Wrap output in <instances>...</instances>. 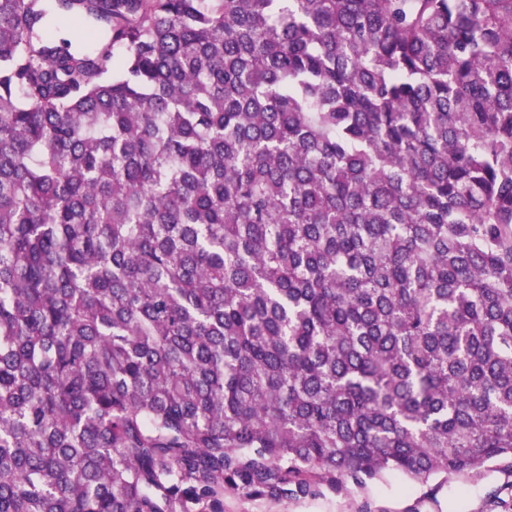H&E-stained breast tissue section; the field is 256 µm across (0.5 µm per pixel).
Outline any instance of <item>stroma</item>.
Segmentation results:
<instances>
[{
    "label": "stroma",
    "mask_w": 512,
    "mask_h": 512,
    "mask_svg": "<svg viewBox=\"0 0 512 512\" xmlns=\"http://www.w3.org/2000/svg\"><path fill=\"white\" fill-rule=\"evenodd\" d=\"M224 512H512V472L489 465L478 474L452 475L435 490L389 472L365 486L316 497H224Z\"/></svg>",
    "instance_id": "stroma-1"
}]
</instances>
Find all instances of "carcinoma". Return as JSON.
<instances>
[{
    "label": "carcinoma",
    "instance_id": "1",
    "mask_svg": "<svg viewBox=\"0 0 512 512\" xmlns=\"http://www.w3.org/2000/svg\"><path fill=\"white\" fill-rule=\"evenodd\" d=\"M497 461L512 0H0V512Z\"/></svg>",
    "mask_w": 512,
    "mask_h": 512
}]
</instances>
